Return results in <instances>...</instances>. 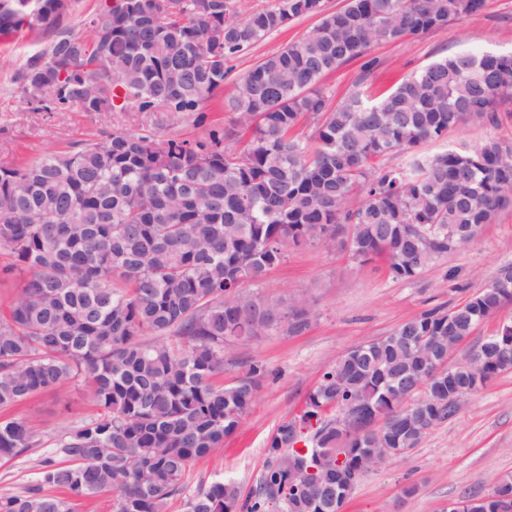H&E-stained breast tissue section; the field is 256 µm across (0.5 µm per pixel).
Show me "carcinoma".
Returning <instances> with one entry per match:
<instances>
[{"mask_svg": "<svg viewBox=\"0 0 512 512\" xmlns=\"http://www.w3.org/2000/svg\"><path fill=\"white\" fill-rule=\"evenodd\" d=\"M484 2L346 0L328 13L324 0H273L238 19L233 0H107L83 33L61 27L71 0L0 9L3 43L53 31L14 82L31 111L61 113L193 114L240 56L293 20L318 18L237 83L225 107L247 134L238 149L220 130L189 140L114 129L31 164H0V275L28 271L0 311V409L78 372L102 409L51 444L38 480L0 498V512H73L74 500L110 492L113 512H163L270 376L251 360L222 381L230 351L309 327L305 300L285 308L243 296V285L314 243L360 263L382 257L393 278L412 281L512 202V146L418 151L512 99V53L447 56L374 99L354 90L334 103L321 87L373 44L442 30ZM306 119L314 129L303 138ZM404 152L405 163H388ZM511 301L510 267L457 306L349 348L278 425L250 496L240 504L214 481L186 497V512H339L371 449L411 450L460 410L452 381L476 392L512 371V321L449 369L415 341L427 336L446 354L448 337L470 335ZM418 380L424 395L409 403L400 383ZM351 409L357 426L336 429ZM37 446L24 421L0 419V461ZM462 503L500 506L487 496Z\"/></svg>", "mask_w": 512, "mask_h": 512, "instance_id": "obj_1", "label": "carcinoma"}]
</instances>
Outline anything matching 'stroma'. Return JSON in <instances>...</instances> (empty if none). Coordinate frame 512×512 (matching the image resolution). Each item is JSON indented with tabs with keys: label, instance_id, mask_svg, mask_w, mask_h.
Here are the masks:
<instances>
[{
	"label": "stroma",
	"instance_id": "35a3bbf8",
	"mask_svg": "<svg viewBox=\"0 0 512 512\" xmlns=\"http://www.w3.org/2000/svg\"><path fill=\"white\" fill-rule=\"evenodd\" d=\"M316 24L313 17L290 23L242 55L223 88L202 105L201 125L186 113L30 111L13 76L30 56L48 46L51 37L27 35L0 44V57L7 60L0 67V162H33L112 128H150L162 136L186 138L211 129L233 130L236 115L224 104L238 81L264 52L304 38ZM488 51L512 53V0H486L481 12L450 21L443 30L372 45L365 58L329 74L323 86L335 101L358 85L367 93H380L442 57ZM489 138L512 144V99L499 104L494 120L468 121L449 132L445 141L425 143L420 150L471 147ZM507 266H512V203L474 242L437 260L410 282L392 278L382 259L359 263L321 245L290 253L262 284L245 286L243 294L287 305L304 296L314 317L301 335L276 333L232 350L234 361H262L277 379L263 384L241 428L194 464L189 491L224 480L241 496L250 495L266 465L270 437L301 409L328 365L348 348L385 335L427 309L461 303ZM97 412L80 378L10 410V417L25 421L41 445L0 463V497L21 494L34 484L47 444ZM507 473L512 474V373L474 393L456 416L434 426L407 455L364 473L343 512H443L449 501L484 495ZM408 485L416 488L409 497L403 493Z\"/></svg>",
	"mask_w": 512,
	"mask_h": 512
}]
</instances>
